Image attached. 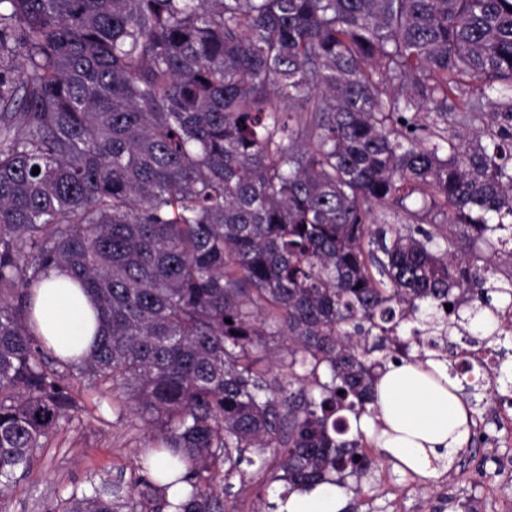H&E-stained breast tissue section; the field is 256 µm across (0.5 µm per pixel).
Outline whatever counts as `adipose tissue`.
<instances>
[{
    "label": "adipose tissue",
    "instance_id": "obj_1",
    "mask_svg": "<svg viewBox=\"0 0 512 512\" xmlns=\"http://www.w3.org/2000/svg\"><path fill=\"white\" fill-rule=\"evenodd\" d=\"M38 332L61 356L88 351L96 330L90 299L75 288L68 271L50 267L41 274L35 308ZM448 374L437 361L390 365L376 389L378 417L361 416L359 428L377 435L385 451L405 468L428 473L449 465L452 449L470 434L467 409L446 386ZM344 488L324 483L289 495L279 512H343Z\"/></svg>",
    "mask_w": 512,
    "mask_h": 512
}]
</instances>
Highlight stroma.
Here are the masks:
<instances>
[{"label": "stroma", "instance_id": "1", "mask_svg": "<svg viewBox=\"0 0 512 512\" xmlns=\"http://www.w3.org/2000/svg\"><path fill=\"white\" fill-rule=\"evenodd\" d=\"M77 404L47 444L36 449L10 490L0 496V512H60L72 491L90 489L106 478L131 488L145 454L154 444L145 422L131 409L113 406L112 396L87 378L68 380ZM369 476L349 493L345 512H512V485L493 482L495 465L474 449L452 454L450 469L424 476L401 468L371 445Z\"/></svg>", "mask_w": 512, "mask_h": 512}]
</instances>
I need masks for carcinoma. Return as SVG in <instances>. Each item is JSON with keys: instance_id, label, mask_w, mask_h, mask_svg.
I'll return each mask as SVG.
<instances>
[{"instance_id": "carcinoma-1", "label": "carcinoma", "mask_w": 512, "mask_h": 512, "mask_svg": "<svg viewBox=\"0 0 512 512\" xmlns=\"http://www.w3.org/2000/svg\"><path fill=\"white\" fill-rule=\"evenodd\" d=\"M415 194L446 226L374 223ZM464 240L512 264V0H0V494L75 370L185 472L62 512H164L179 483L177 512H235L255 464L283 500L350 487L387 365L455 360L512 301ZM51 266L95 303L85 357L36 333Z\"/></svg>"}]
</instances>
